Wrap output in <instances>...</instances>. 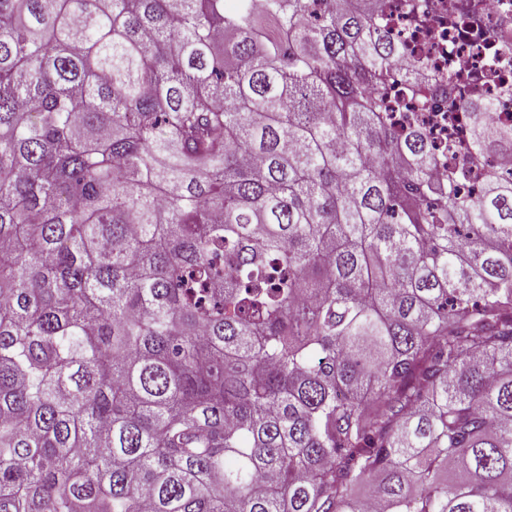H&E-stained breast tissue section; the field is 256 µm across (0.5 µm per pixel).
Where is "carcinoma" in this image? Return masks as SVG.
I'll return each instance as SVG.
<instances>
[{"instance_id":"1","label":"carcinoma","mask_w":512,"mask_h":512,"mask_svg":"<svg viewBox=\"0 0 512 512\" xmlns=\"http://www.w3.org/2000/svg\"><path fill=\"white\" fill-rule=\"evenodd\" d=\"M374 2L0 0V512H512V125ZM479 171L473 173L470 182L464 185L463 192L472 196L478 193V188L486 176L491 174H510L512 159L500 153L488 154L479 166Z\"/></svg>"}]
</instances>
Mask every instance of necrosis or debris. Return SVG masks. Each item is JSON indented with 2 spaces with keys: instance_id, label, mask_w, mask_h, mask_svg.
<instances>
[{
  "instance_id": "obj_1",
  "label": "necrosis or debris",
  "mask_w": 512,
  "mask_h": 512,
  "mask_svg": "<svg viewBox=\"0 0 512 512\" xmlns=\"http://www.w3.org/2000/svg\"><path fill=\"white\" fill-rule=\"evenodd\" d=\"M378 23L399 40L406 62L421 64L430 81L398 84L393 98L408 118L425 124L447 171L448 145L464 151L470 105L491 99L494 122L512 125V0H378ZM424 111L407 115L415 99Z\"/></svg>"
}]
</instances>
